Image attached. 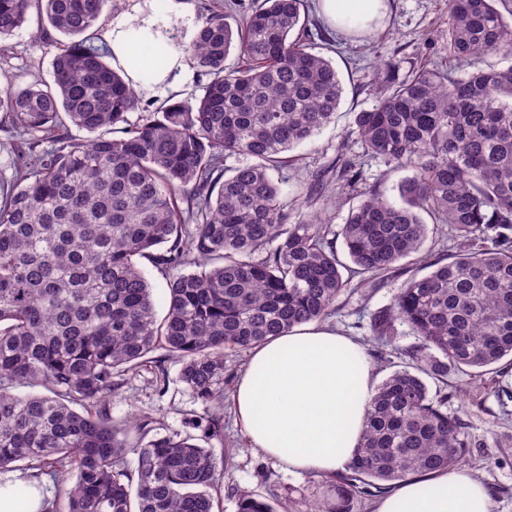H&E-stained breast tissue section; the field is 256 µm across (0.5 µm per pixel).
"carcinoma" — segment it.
Wrapping results in <instances>:
<instances>
[{
	"mask_svg": "<svg viewBox=\"0 0 512 512\" xmlns=\"http://www.w3.org/2000/svg\"><path fill=\"white\" fill-rule=\"evenodd\" d=\"M303 2L261 0L237 18L208 10L195 38L179 42L208 78L203 95L142 111L96 33L112 0H0V39L33 8L69 37L51 82L15 90L5 76L0 89V112L22 137L14 175L0 182V467L75 479L66 512H213L226 458L190 435L129 442L130 422L112 420L107 398L162 348L198 400H219L224 348L250 349L336 312L348 286L339 239L356 273L373 280L422 250L425 214L450 225L464 250L411 275L373 317L380 341L399 320L416 342L368 404L336 512L382 482L453 469L470 442L425 378L512 357V66L464 78L427 67L387 73L354 134L371 155L412 171L402 202L372 189L338 233L290 224L284 153L332 121L342 94L335 67L314 52ZM494 2L448 0L457 67L512 55V19ZM233 49L238 65L228 68ZM69 123L94 137H69ZM236 156L247 162L227 165ZM331 172L350 187L359 180L344 160L315 176L309 195L323 196ZM140 259L166 275L161 320ZM191 265L198 270L170 274ZM236 505L277 512L278 503L243 492Z\"/></svg>",
	"mask_w": 512,
	"mask_h": 512,
	"instance_id": "cac0c4a2",
	"label": "carcinoma"
}]
</instances>
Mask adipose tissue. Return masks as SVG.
<instances>
[{"label": "adipose tissue", "instance_id": "obj_1", "mask_svg": "<svg viewBox=\"0 0 512 512\" xmlns=\"http://www.w3.org/2000/svg\"><path fill=\"white\" fill-rule=\"evenodd\" d=\"M320 7L326 23L346 33L368 29L387 9L386 0H320ZM189 12L188 0H173L170 13L139 7L114 20L108 33L113 65L135 87L165 92L173 74L189 70L171 29L172 16ZM374 391L365 348L311 323L254 346L234 400L251 448L293 474L331 476L356 449ZM42 499L26 480H0V512H40ZM375 512H493V504L484 484L454 469L408 476Z\"/></svg>", "mask_w": 512, "mask_h": 512}]
</instances>
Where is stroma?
Instances as JSON below:
<instances>
[{"mask_svg": "<svg viewBox=\"0 0 512 512\" xmlns=\"http://www.w3.org/2000/svg\"><path fill=\"white\" fill-rule=\"evenodd\" d=\"M389 10L380 27L360 37L326 29L316 38L315 49L336 68L343 93L333 122L311 142L293 150L295 160L288 168L281 192L288 204V221L296 224L316 214L333 230H340L350 209L359 204L361 194L377 188L391 200H398V184L404 171L392 168L382 159L367 155L353 134L356 113L371 109L378 65L396 68L407 75L413 68L449 65L448 0H388ZM61 35L46 30L38 18L13 36L0 40V73L12 77L15 88L50 81L56 43ZM352 161L363 179L357 188L332 181L324 197L308 203L307 187L317 171L336 159ZM348 288L341 296L334 314L325 326L350 336L362 344L371 359L377 380H384L407 360L401 349L415 338L405 325H397L394 352L381 354L373 333L374 312L389 307L405 281L404 276L388 279L382 287L367 288L361 277L345 272ZM152 363L126 372L124 386L107 400L113 419L134 417L148 425L156 437L194 434L197 444L225 455L227 465L219 474L214 491L222 512H236L241 492L277 496L280 512H310L320 505L324 512H334V487L344 473L324 478L315 474L297 476L280 464L248 448L236 424L233 390L243 373L249 353L228 347L224 350V385L222 412L224 433L215 437L198 428L200 418L213 413V406L202 403L179 380L180 365L168 358L165 350H156ZM430 390H446L447 411L458 418L470 446L462 467L489 488L495 512H512V361L502 360L495 369L482 372L449 371L445 381L428 379Z\"/></svg>", "mask_w": 512, "mask_h": 512, "instance_id": "1", "label": "stroma"}]
</instances>
